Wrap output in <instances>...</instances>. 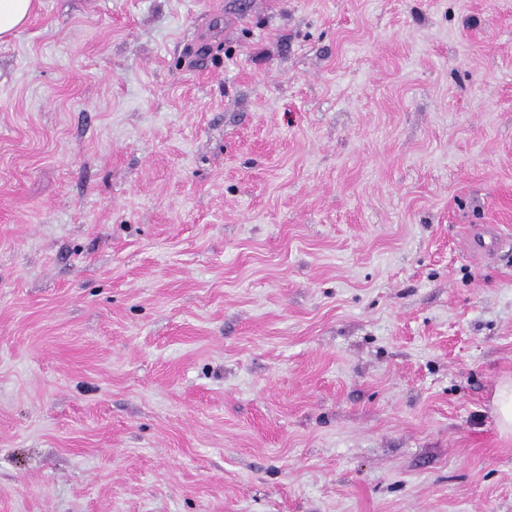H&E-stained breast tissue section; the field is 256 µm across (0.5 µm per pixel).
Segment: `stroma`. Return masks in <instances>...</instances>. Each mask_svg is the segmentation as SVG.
<instances>
[{
  "instance_id": "1",
  "label": "stroma",
  "mask_w": 512,
  "mask_h": 512,
  "mask_svg": "<svg viewBox=\"0 0 512 512\" xmlns=\"http://www.w3.org/2000/svg\"><path fill=\"white\" fill-rule=\"evenodd\" d=\"M512 0H38L0 43V512H512ZM495 406L501 427L506 431L512 430V384H505L498 390Z\"/></svg>"
}]
</instances>
